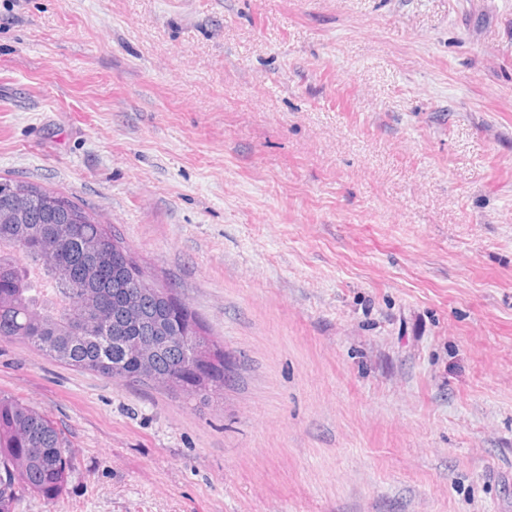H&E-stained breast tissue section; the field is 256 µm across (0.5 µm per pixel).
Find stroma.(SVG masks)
Here are the masks:
<instances>
[{
    "label": "stroma",
    "instance_id": "stroma-1",
    "mask_svg": "<svg viewBox=\"0 0 512 512\" xmlns=\"http://www.w3.org/2000/svg\"><path fill=\"white\" fill-rule=\"evenodd\" d=\"M0 177L114 225L208 400L0 339L16 512H512V0H0ZM66 448L63 430L42 411L0 395V512H13L29 492L52 500L70 472Z\"/></svg>",
    "mask_w": 512,
    "mask_h": 512
}]
</instances>
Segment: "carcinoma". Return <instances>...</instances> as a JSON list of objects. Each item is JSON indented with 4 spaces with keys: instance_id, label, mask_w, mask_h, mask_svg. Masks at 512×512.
Instances as JSON below:
<instances>
[{
    "instance_id": "carcinoma-1",
    "label": "carcinoma",
    "mask_w": 512,
    "mask_h": 512,
    "mask_svg": "<svg viewBox=\"0 0 512 512\" xmlns=\"http://www.w3.org/2000/svg\"><path fill=\"white\" fill-rule=\"evenodd\" d=\"M53 285L38 295L35 278ZM0 338L122 382H162L207 400L229 380L200 322L148 278L115 231L64 193L0 179ZM60 428L0 395V512L37 492L53 499L71 457Z\"/></svg>"
}]
</instances>
